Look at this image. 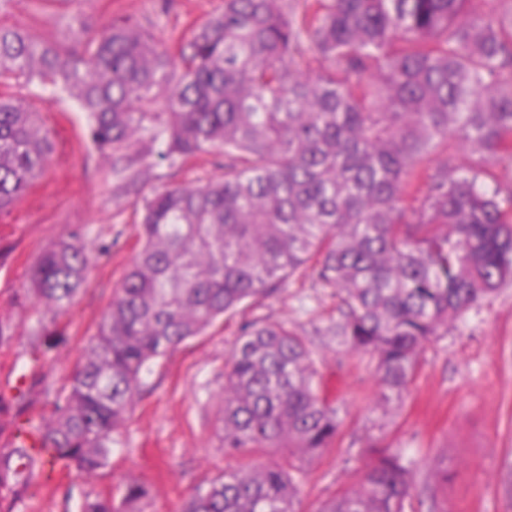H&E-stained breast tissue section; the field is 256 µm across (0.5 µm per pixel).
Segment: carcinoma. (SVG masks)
Listing matches in <instances>:
<instances>
[{"mask_svg":"<svg viewBox=\"0 0 512 512\" xmlns=\"http://www.w3.org/2000/svg\"><path fill=\"white\" fill-rule=\"evenodd\" d=\"M224 0L171 47L125 18L73 45L0 26V86L62 87L127 191L148 159L224 152V177L143 198L140 248L51 417L29 420L50 459L93 478L156 359L294 277L332 289L330 327L368 353L386 401L414 378L425 343L512 282V0ZM161 103L148 112L145 104ZM478 156L470 167L456 153ZM53 152L35 113L0 90V213ZM71 231L46 248L30 288L61 310L84 281ZM338 409L306 336L247 322L224 387V451L250 460L197 492L186 512H296L302 461L330 447ZM268 448L278 459L251 460ZM410 464L388 450L320 512H405ZM147 485L81 512H142Z\"/></svg>","mask_w":512,"mask_h":512,"instance_id":"obj_1","label":"carcinoma"}]
</instances>
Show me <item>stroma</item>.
Wrapping results in <instances>:
<instances>
[{"label": "stroma", "mask_w": 512, "mask_h": 512, "mask_svg": "<svg viewBox=\"0 0 512 512\" xmlns=\"http://www.w3.org/2000/svg\"><path fill=\"white\" fill-rule=\"evenodd\" d=\"M224 0H6L0 25L28 29L41 40L68 45L73 16L99 27L117 15L136 17L166 44L191 22L220 11ZM24 97L48 129L53 153L44 173L7 214L0 215V455H9L17 424L50 412L65 394L85 349L108 312L137 249L142 199L152 189L224 174L223 157L155 165L138 194H113L112 162L92 144L87 115L62 89L39 82ZM91 256L85 280L60 314L47 312L30 287L42 251L72 230ZM285 322L302 331L340 409L333 445L305 461L297 512H319L324 501L354 487L375 451L398 449L413 465L406 512H512L501 483L512 469V284L482 301L447 334L427 342L415 377L399 399L384 402L374 361L350 354L327 332L336 319L330 289L297 281L261 304H243L200 336L155 361L127 414L110 465L97 477L46 481L34 470L27 484L0 480V512H80L86 498L118 495L123 482L146 483L144 512H184L196 492L238 467L224 452V385L241 324ZM26 376L22 391L7 380ZM447 481H437L439 471Z\"/></svg>", "instance_id": "1"}]
</instances>
